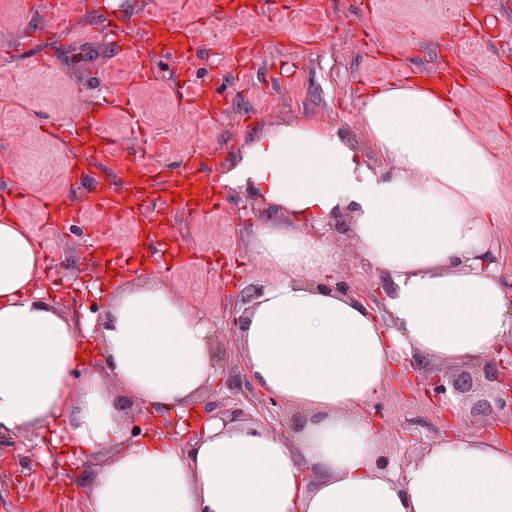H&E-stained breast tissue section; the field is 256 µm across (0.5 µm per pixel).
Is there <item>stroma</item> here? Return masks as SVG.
<instances>
[{
	"label": "stroma",
	"instance_id": "1",
	"mask_svg": "<svg viewBox=\"0 0 512 512\" xmlns=\"http://www.w3.org/2000/svg\"><path fill=\"white\" fill-rule=\"evenodd\" d=\"M40 0H0V95L18 97L27 81L49 75L52 89L42 100L15 113L0 128V166L21 199L20 215L37 248L53 262L41 285L54 288L58 307L84 324L101 310L86 275L100 252L94 246L102 209L87 226L59 228L43 222L40 200L75 196L80 186L69 174L66 147L50 142L49 127L76 118L95 104L108 80L129 84L134 115L115 111L103 131L134 160L169 172L183 155L207 157L214 173L235 167L249 140L285 122H311L338 129L366 162L389 166L364 132L361 107L367 92L415 81L417 74H444L453 90L450 106L461 113L500 167L501 210L490 240L501 281L512 293V0H305L302 13L264 23L251 35L252 17L206 22L210 39H223L224 52L202 59L222 77L224 110L212 117L190 112L174 99V76L159 66L152 84L133 83L129 64L113 59L107 42L118 17H134L141 0H86L71 16L70 31L50 30L31 39L28 22L40 21ZM28 45L46 71L19 63ZM288 214L258 193L225 184L221 209L168 227L181 241L177 256L135 272L140 281L173 287L212 327L210 353L225 375H245L239 336L225 332L236 305V286L264 279L267 264L250 246L256 224H286ZM325 231L336 253V280L350 294L379 304L381 275L367 264L359 243L343 227ZM457 366L419 365L405 358L395 379L364 408L380 426L382 454L409 465L452 429L482 433L512 448V406L489 413L468 411L448 421L421 386L423 379L448 378ZM103 466L96 457L63 463L54 446L33 437L0 443V512H90L91 476Z\"/></svg>",
	"mask_w": 512,
	"mask_h": 512
}]
</instances>
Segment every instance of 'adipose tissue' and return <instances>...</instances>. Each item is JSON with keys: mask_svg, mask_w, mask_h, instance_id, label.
<instances>
[{"mask_svg": "<svg viewBox=\"0 0 512 512\" xmlns=\"http://www.w3.org/2000/svg\"><path fill=\"white\" fill-rule=\"evenodd\" d=\"M363 112L390 169L372 170L336 129L285 123L253 137L229 175L292 218L251 229L269 275L240 339L252 383L302 412L300 432L215 418L184 448L132 442L123 397L176 421L217 384L207 321L163 283L112 291L90 281L106 370L74 382L88 343L39 288L24 224L4 222L0 440L61 438L66 455L107 454L91 512H512V449L456 432L395 472L380 465L378 431L360 414L389 382L395 352L427 365L474 363L512 335V298L488 247L499 167L434 91L378 89ZM345 211L386 282L381 309L337 290L334 250L304 231Z\"/></svg>", "mask_w": 512, "mask_h": 512, "instance_id": "obj_1", "label": "adipose tissue"}]
</instances>
